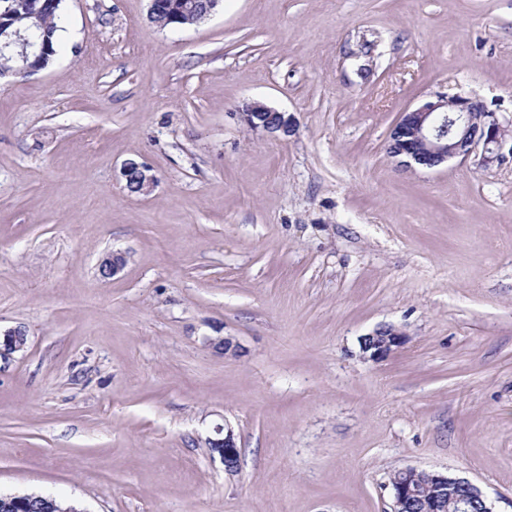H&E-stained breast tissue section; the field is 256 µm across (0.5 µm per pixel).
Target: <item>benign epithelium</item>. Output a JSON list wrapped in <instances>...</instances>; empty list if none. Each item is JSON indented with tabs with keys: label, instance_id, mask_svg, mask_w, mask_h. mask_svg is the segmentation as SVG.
<instances>
[{
	"label": "benign epithelium",
	"instance_id": "obj_1",
	"mask_svg": "<svg viewBox=\"0 0 512 512\" xmlns=\"http://www.w3.org/2000/svg\"><path fill=\"white\" fill-rule=\"evenodd\" d=\"M189 0H149L148 15L163 12L172 20L182 19L189 13ZM13 50L27 59L21 68L24 75L46 68L44 60L51 56V47L36 44L25 33L16 30L13 38L0 45V51ZM481 103L463 96L454 99L444 95L435 101H427L413 109L400 113L389 131L388 139L393 143L392 157L406 167L416 163L424 168L438 167L452 158L466 159L472 155L488 164L502 159L501 150L512 141L507 128L498 119L496 112L484 110L481 121H476L474 111ZM246 123L254 130L272 135L288 136L295 132L296 123L285 112H280L259 101H249L242 107ZM119 178L131 194L149 193L156 179L150 169L136 160L124 162ZM127 264V256L113 252L100 263L103 277L118 274ZM26 331L15 328L3 333L0 339V357L22 351L27 346ZM406 342V335L393 326H381L360 338L363 357L379 362L387 359ZM218 437L206 439L208 447L217 452L225 470L234 472L238 468L239 449L233 429L229 425L216 428ZM421 471L408 467L401 470V477L393 480L394 496L391 512H406L409 503L422 499V512H445L449 506L453 512H474L475 504H486L482 492L470 482L442 472H428L431 492L422 495L418 479Z\"/></svg>",
	"mask_w": 512,
	"mask_h": 512
}]
</instances>
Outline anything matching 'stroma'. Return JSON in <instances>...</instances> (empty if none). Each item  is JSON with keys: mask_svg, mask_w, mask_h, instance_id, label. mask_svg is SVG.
<instances>
[{"mask_svg": "<svg viewBox=\"0 0 512 512\" xmlns=\"http://www.w3.org/2000/svg\"><path fill=\"white\" fill-rule=\"evenodd\" d=\"M64 5L58 59L0 81V329L28 334L0 358V495L390 512L415 467L512 512V155L387 152L437 93L512 128V0H221L176 30L148 0ZM253 100L295 134L251 129ZM383 325L406 343L364 359ZM119 178L124 182V187L129 193L137 195L148 194L156 183L150 169L136 160H128L122 164ZM216 433L218 436H221L222 433L224 435L222 438H207V447L213 448L220 455L226 471L236 472L240 453L233 429L224 424V427L216 428Z\"/></svg>", "mask_w": 512, "mask_h": 512, "instance_id": "1", "label": "stroma"}]
</instances>
